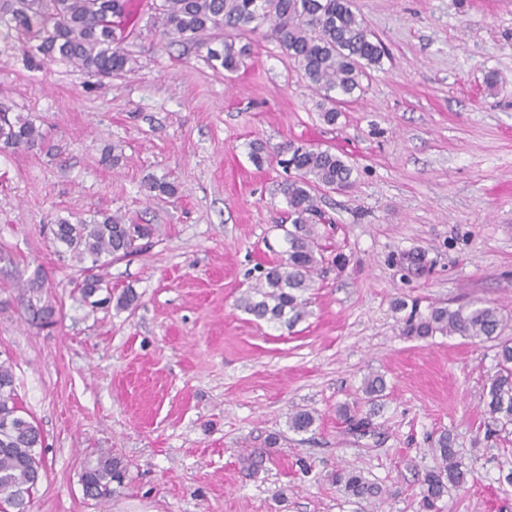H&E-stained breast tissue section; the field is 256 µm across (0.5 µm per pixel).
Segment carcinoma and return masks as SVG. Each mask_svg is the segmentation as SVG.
Instances as JSON below:
<instances>
[{
  "instance_id": "carcinoma-1",
  "label": "carcinoma",
  "mask_w": 512,
  "mask_h": 512,
  "mask_svg": "<svg viewBox=\"0 0 512 512\" xmlns=\"http://www.w3.org/2000/svg\"><path fill=\"white\" fill-rule=\"evenodd\" d=\"M124 0H0V30L27 45L46 61L66 60L100 78L132 70V59L117 36V19ZM156 23L166 36L194 40L199 34L224 36L221 48L207 49V59L227 72L239 69L242 52L234 41L263 33L275 41L297 65L304 79L321 96L319 116L333 125L338 105L361 89L366 69L381 64L386 51L351 6V0H161L154 5ZM43 139L32 121L10 120L0 108V149H31ZM288 166L293 175L280 185L290 224L281 226L286 244L280 260L265 269L245 291L238 305L246 313L267 322L292 323L306 315L304 294L314 287L325 263L320 244V225L325 218L317 193L321 189L344 191L353 185V166L328 149L288 147ZM53 240L64 244L72 256L91 265L77 284L81 301L101 304L94 296L103 288L97 271L114 261L132 257L143 248L141 241L153 234L148 224H128L123 216L102 214L87 222L60 218L50 228ZM512 321L504 308L481 302L456 308L439 305L427 314L412 310L403 319L402 335L426 339L436 334L459 335L480 342H497V371L489 379L485 399L488 414L503 425L512 424V341L501 336ZM385 384L378 376L364 380L368 402L382 395ZM340 414L352 428H366L368 417L348 406ZM312 412L298 410L288 417L289 428L307 432L315 424ZM43 437L33 420L18 405L12 367L0 362V512H29L38 484L33 466L42 462L37 449ZM436 466L425 474L421 502L432 512L448 491L467 482V471L457 459L448 434L431 444ZM126 468L109 453H102L82 474L87 497L100 503L112 499L114 486L122 485ZM336 485L350 497L370 503L382 489L354 468L340 469Z\"/></svg>"
}]
</instances>
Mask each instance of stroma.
<instances>
[{"label":"stroma","mask_w":512,"mask_h":512,"mask_svg":"<svg viewBox=\"0 0 512 512\" xmlns=\"http://www.w3.org/2000/svg\"><path fill=\"white\" fill-rule=\"evenodd\" d=\"M387 54L335 125L278 45L247 38L238 71L206 45L162 35L150 10L123 46L134 69L101 81L64 61L0 49V105L43 148L0 150V361L43 438L32 512H422L431 442L453 436L469 470L440 512H512V425L483 402L491 343L402 336L405 304L479 300L512 310V0H352ZM266 148L262 164L250 146ZM329 148L355 185L319 205L335 224L294 325L238 307L285 248L277 150ZM157 177L174 196H150ZM105 212L150 224L143 253L101 275L132 310L82 303L83 266L49 232ZM55 310L50 325L32 306ZM385 391L359 432L338 409L366 378ZM311 411L310 431L289 429ZM268 450L258 472L243 458ZM108 452L127 467L109 502L81 474ZM363 470L365 504L332 480Z\"/></svg>","instance_id":"35a3bbf8"}]
</instances>
